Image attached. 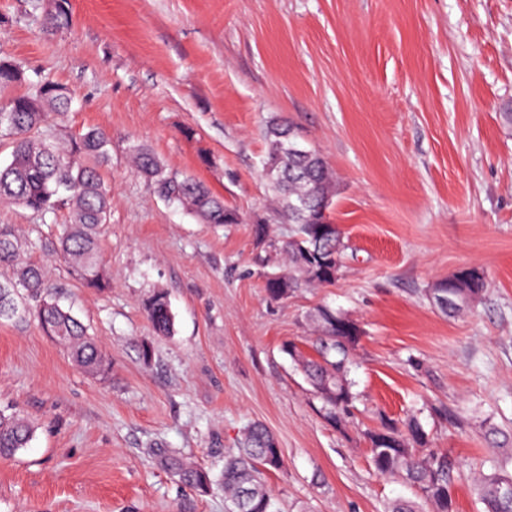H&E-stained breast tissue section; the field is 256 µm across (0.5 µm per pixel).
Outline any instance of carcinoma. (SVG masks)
I'll use <instances>...</instances> for the list:
<instances>
[{"label": "carcinoma", "mask_w": 512, "mask_h": 512, "mask_svg": "<svg viewBox=\"0 0 512 512\" xmlns=\"http://www.w3.org/2000/svg\"><path fill=\"white\" fill-rule=\"evenodd\" d=\"M69 0H52L47 25L52 30L69 24ZM26 81L22 67L0 57V89ZM65 88L47 75L32 82V90L8 98L0 112V140H10L11 159L0 166V199L40 214L67 212L68 221L51 250L64 258L70 277L87 288L110 287L100 249L102 228L111 217L110 187L101 169L111 161V137L100 128L67 133L52 128L51 114L68 108ZM290 126L277 120L267 130V150L262 172L275 194L280 219L295 225L286 239L269 237L264 224L254 225L256 249L284 256V268L265 273L264 288L272 299H281L297 288L330 285L336 281L332 258L343 261L347 244L339 230H327L336 195V179L324 158L313 149L292 152L287 146ZM136 172L159 198L181 204L207 224H237L240 215L224 206L203 182L169 169L144 145L131 148ZM27 243L9 224H0V268L10 275L0 279V320L32 315L42 330L70 353L86 372L109 376L111 360L95 338L72 313L48 292L42 267L20 261ZM484 270L470 267L432 285L431 292L448 296L442 309L460 315L476 303L485 289ZM147 319L162 336L174 330L167 293L157 290L143 305ZM307 320L317 332V357L302 361L303 371L323 400L326 418L334 424L349 414L356 399L348 378L349 365L361 331L345 314L316 308ZM30 422L0 409V458L15 455L33 437ZM371 459L383 476L413 488L431 506V512H453L451 475L453 461L444 453L427 449V434L416 419L400 424L381 420L369 429ZM159 464L180 483L205 493L212 484L208 471L166 448L154 451ZM284 467L275 435L261 423L247 426L237 452L224 457L220 481L224 486L225 512H279L266 482L270 471ZM476 494L483 512H512V474L480 473Z\"/></svg>", "instance_id": "carcinoma-1"}]
</instances>
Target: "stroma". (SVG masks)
<instances>
[{"label":"stroma","mask_w":512,"mask_h":512,"mask_svg":"<svg viewBox=\"0 0 512 512\" xmlns=\"http://www.w3.org/2000/svg\"><path fill=\"white\" fill-rule=\"evenodd\" d=\"M0 0V56L47 74L67 130L112 138L111 218L101 238L111 286L71 279L35 250L49 291L112 359L100 379L37 321H0V408L35 427L0 460V512H224L154 449L219 477L243 429L264 424L285 469L267 476L281 512H386L416 493L377 474L363 437L417 416L447 453L455 512H481L474 469L512 473V0ZM289 122L336 173L332 219L348 245L329 286L270 299L252 227L285 238L262 173L266 128ZM202 180L240 223H204L155 197L131 145ZM64 214L0 203V224L53 237ZM483 268L487 291L451 318L428 290ZM167 292L174 333L142 309ZM326 306L362 330L341 424L288 345L313 355L307 314ZM150 358H143V347Z\"/></svg>","instance_id":"stroma-1"}]
</instances>
